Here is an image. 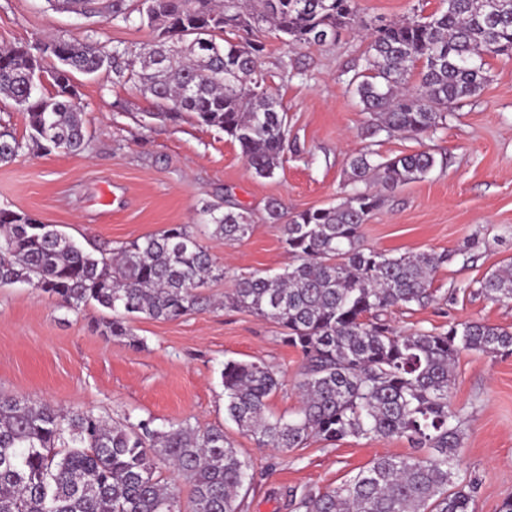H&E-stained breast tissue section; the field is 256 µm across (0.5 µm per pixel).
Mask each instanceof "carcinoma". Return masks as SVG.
Instances as JSON below:
<instances>
[{"mask_svg":"<svg viewBox=\"0 0 512 512\" xmlns=\"http://www.w3.org/2000/svg\"><path fill=\"white\" fill-rule=\"evenodd\" d=\"M88 16L131 20L158 31L128 60L94 41L53 39L0 49V97L27 115V135L0 131V163L34 145L78 154L88 145L75 104L73 73L103 68L151 96L170 120L191 115L237 141L261 178L282 167L288 113L265 87L258 62L267 29L287 45L334 43L357 18L356 0H48ZM232 34L233 41L226 38ZM53 91L37 78L42 56ZM512 58V0H448L428 17L380 25L355 71L367 133L420 135L436 130L448 107L476 95L488 80L484 58ZM418 70V85L405 89ZM439 160L429 151L382 158L364 150L349 161L351 192L327 208L286 213L267 205L294 263L282 273L235 278L224 305L281 328V342L305 361L297 381L302 403L284 420L266 414L280 375L259 362L227 360L224 410L261 446L302 448L312 437L404 438L413 452L374 459L343 485L291 491L298 512H475L478 479L460 474L464 418L448 389L462 351L512 356V330L470 320L448 330L396 332L382 319L393 308L434 300L431 275L446 260L434 253L390 256L364 247L362 227L382 202L359 183L387 191L419 179ZM213 235L243 239L252 224L236 207L202 210ZM224 277L189 224H174L111 254L88 250L53 224L0 208V285L22 282L65 307L95 303L112 312L95 329L136 345L130 320L173 321L212 307L202 289ZM477 292L512 303V263L479 281ZM167 467L192 488L190 512H243L240 492L253 479L220 426L187 421L166 430L149 419L107 423L90 411L0 394V512H181Z\"/></svg>","mask_w":512,"mask_h":512,"instance_id":"cac0c4a2","label":"carcinoma"}]
</instances>
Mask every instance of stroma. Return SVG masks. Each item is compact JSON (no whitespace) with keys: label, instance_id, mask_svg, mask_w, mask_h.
Wrapping results in <instances>:
<instances>
[{"label":"stroma","instance_id":"35a3bbf8","mask_svg":"<svg viewBox=\"0 0 512 512\" xmlns=\"http://www.w3.org/2000/svg\"><path fill=\"white\" fill-rule=\"evenodd\" d=\"M356 7V22L336 43L291 48L265 39L260 68L268 91L288 111L292 146L274 177L256 176L224 132L189 117L152 116L151 99L112 71L77 72L88 147L79 154L27 150L0 163V208L32 214L84 247L108 250L173 224L193 225L214 262L228 270L205 288L220 301L234 277L276 273L292 262L278 226L264 220L270 200L291 212L335 205L349 191L348 161L363 149L385 158L427 150L440 165L384 192L363 226V241L394 256L435 252L447 260L433 275V302L392 310L386 319L406 334L467 320L512 328V304L476 292L487 274L512 262V58H488V82L449 108L436 131L369 138L370 116L349 69L375 25L425 16L444 2L357 0ZM50 38L92 39L136 52L153 33L136 20L59 12L47 0H0V49ZM226 201L253 220L252 232L236 242L213 237L211 226L197 221L202 206ZM106 315L96 305L62 307L25 284L0 287V393L109 421L149 419L158 429L183 420L223 426L255 474L243 494L244 512H294L288 490L336 488L375 457L411 451L403 439L364 437L333 444L313 438L281 451L240 434L224 413L226 360L261 361L279 373L283 385L268 401L272 414L289 418L301 405L296 382L303 357L281 342L269 320L229 307L176 321L139 318L132 323L139 340L133 346L94 331ZM449 399L464 416L462 467L481 480L476 512H499L512 494V356L460 353Z\"/></svg>","mask_w":512,"mask_h":512}]
</instances>
